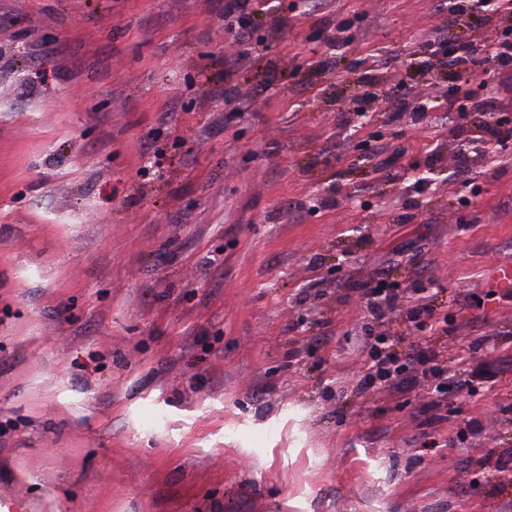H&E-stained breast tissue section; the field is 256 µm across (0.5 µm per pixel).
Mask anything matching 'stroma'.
Wrapping results in <instances>:
<instances>
[{
    "label": "stroma",
    "instance_id": "obj_1",
    "mask_svg": "<svg viewBox=\"0 0 512 512\" xmlns=\"http://www.w3.org/2000/svg\"><path fill=\"white\" fill-rule=\"evenodd\" d=\"M449 2L261 0L228 73L224 0H0V512H512V147L351 100L364 57L427 92ZM378 273L447 318L443 394L359 393Z\"/></svg>",
    "mask_w": 512,
    "mask_h": 512
}]
</instances>
